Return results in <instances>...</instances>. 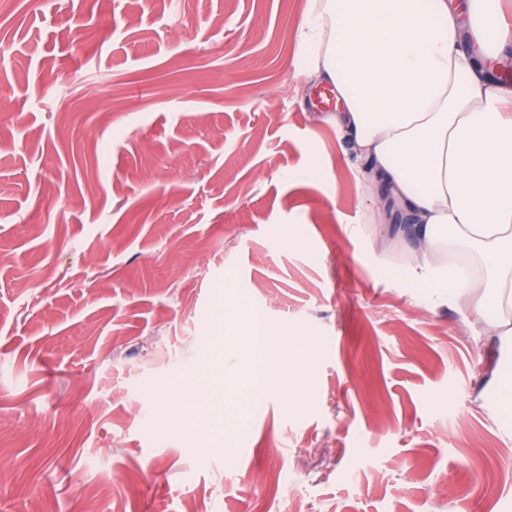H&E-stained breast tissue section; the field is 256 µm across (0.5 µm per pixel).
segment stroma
<instances>
[{"label":"stroma","instance_id":"1","mask_svg":"<svg viewBox=\"0 0 512 512\" xmlns=\"http://www.w3.org/2000/svg\"><path fill=\"white\" fill-rule=\"evenodd\" d=\"M307 9L0 0V512H512L497 348L372 251ZM252 314L309 371L234 414Z\"/></svg>","mask_w":512,"mask_h":512}]
</instances>
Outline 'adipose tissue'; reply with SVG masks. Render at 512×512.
Instances as JSON below:
<instances>
[{
    "label": "adipose tissue",
    "mask_w": 512,
    "mask_h": 512,
    "mask_svg": "<svg viewBox=\"0 0 512 512\" xmlns=\"http://www.w3.org/2000/svg\"><path fill=\"white\" fill-rule=\"evenodd\" d=\"M512 51L496 0H311L296 70L335 87L326 116L362 161L373 251H401L428 302L469 309L499 350L492 407L512 414ZM412 219L385 222L387 206Z\"/></svg>",
    "instance_id": "1"
}]
</instances>
